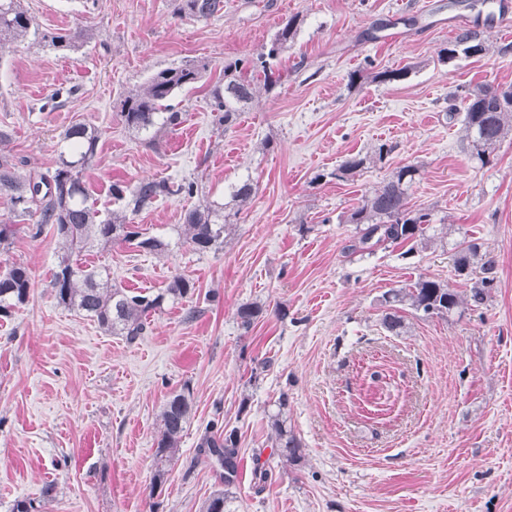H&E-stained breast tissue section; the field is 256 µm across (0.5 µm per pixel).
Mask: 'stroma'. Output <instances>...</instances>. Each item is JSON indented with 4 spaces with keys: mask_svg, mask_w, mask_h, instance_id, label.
Here are the masks:
<instances>
[{
    "mask_svg": "<svg viewBox=\"0 0 512 512\" xmlns=\"http://www.w3.org/2000/svg\"><path fill=\"white\" fill-rule=\"evenodd\" d=\"M22 3L38 34L0 53V156L21 176L52 174L61 133L81 123L100 134L83 172L98 207L123 210L116 184L195 181L194 197L160 198L133 218L168 252L119 243L79 258L134 292H160L176 275L195 291L151 313L130 342L57 303L50 280L65 249L52 225L25 223L0 248V273L20 263L32 280L27 302L0 318V512L48 483L44 512H202L222 485L200 451L213 420L239 438L236 512H512V133L484 164L447 117L450 91L512 85L499 0H224L202 20L176 16L175 0ZM292 17L282 83L216 126L210 90L225 62L266 52ZM466 26L486 52L440 60ZM78 27L93 37L77 50L45 41ZM198 62L201 81L169 101L180 125L152 146L125 127L126 95ZM402 67L401 80L378 77ZM382 143L391 150L380 158ZM355 155L364 170L336 179ZM409 164L411 204L431 212L435 241L411 255L402 244L346 254V216ZM246 178L253 195L232 201ZM213 202L229 228L222 248L198 253L179 236L183 216ZM469 240L497 262L488 301L443 317L406 309L402 332L386 331L389 289L426 277L468 294L454 256ZM248 302L264 313L246 330L237 310ZM185 385L194 414L155 490L159 414ZM282 396L297 465L271 439Z\"/></svg>",
    "mask_w": 512,
    "mask_h": 512,
    "instance_id": "1",
    "label": "stroma"
}]
</instances>
